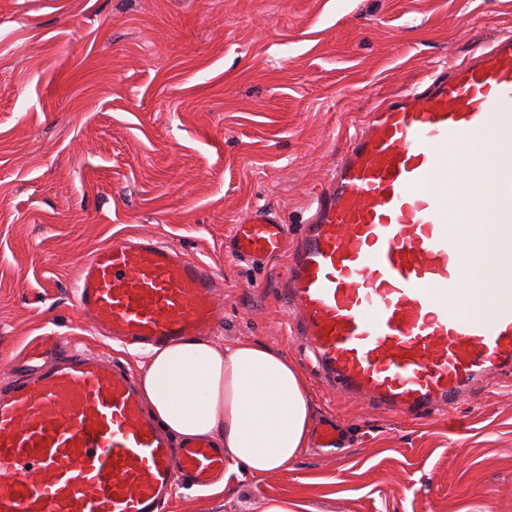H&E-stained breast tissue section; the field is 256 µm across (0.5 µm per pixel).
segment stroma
<instances>
[{"instance_id":"1","label":"stroma","mask_w":512,"mask_h":512,"mask_svg":"<svg viewBox=\"0 0 512 512\" xmlns=\"http://www.w3.org/2000/svg\"><path fill=\"white\" fill-rule=\"evenodd\" d=\"M510 31L512 0H0V383L49 332L135 369L71 287L111 239L153 236L210 266L214 339L287 352L342 432L162 512H512V381L417 420L334 392L290 334L285 257L224 246L259 207L303 223L368 112Z\"/></svg>"}]
</instances>
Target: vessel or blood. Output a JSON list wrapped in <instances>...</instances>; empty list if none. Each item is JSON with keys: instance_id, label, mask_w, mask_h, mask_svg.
<instances>
[{"instance_id": "b4317fda", "label": "vessel or blood", "mask_w": 512, "mask_h": 512, "mask_svg": "<svg viewBox=\"0 0 512 512\" xmlns=\"http://www.w3.org/2000/svg\"><path fill=\"white\" fill-rule=\"evenodd\" d=\"M512 34L424 88L378 105L339 158L312 213L290 230L270 210L233 226L251 263L287 254L280 294L293 336L337 391L403 419L450 410L483 379L512 375V280L494 282L488 316L448 312L469 268L455 241L441 150L491 133L493 200L483 215L490 265L512 224ZM201 261L149 237L97 249L72 284L93 330L157 346L206 336L224 321ZM224 451L173 441L119 365L44 337L24 378L0 387V512H161L174 484L210 485Z\"/></svg>"}]
</instances>
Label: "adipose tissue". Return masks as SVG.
<instances>
[{"label":"adipose tissue","instance_id":"ef3b65f1","mask_svg":"<svg viewBox=\"0 0 512 512\" xmlns=\"http://www.w3.org/2000/svg\"><path fill=\"white\" fill-rule=\"evenodd\" d=\"M138 382L148 411L169 433L215 440L229 471H282L308 445L313 405L284 351L187 338L145 351Z\"/></svg>","mask_w":512,"mask_h":512}]
</instances>
